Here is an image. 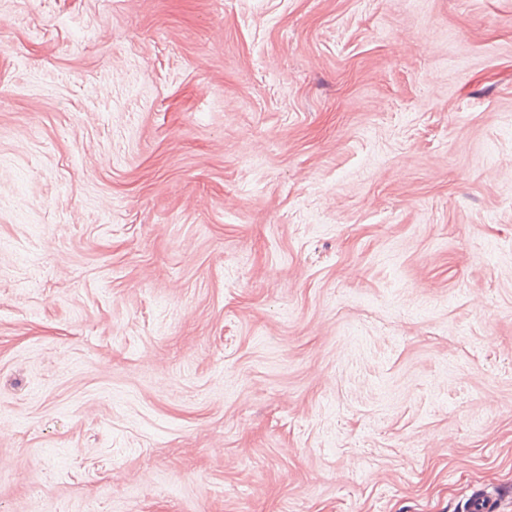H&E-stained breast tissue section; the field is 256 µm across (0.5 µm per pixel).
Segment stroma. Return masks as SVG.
Instances as JSON below:
<instances>
[{"mask_svg":"<svg viewBox=\"0 0 512 512\" xmlns=\"http://www.w3.org/2000/svg\"><path fill=\"white\" fill-rule=\"evenodd\" d=\"M512 512V0H0V512Z\"/></svg>","mask_w":512,"mask_h":512,"instance_id":"obj_1","label":"stroma"}]
</instances>
